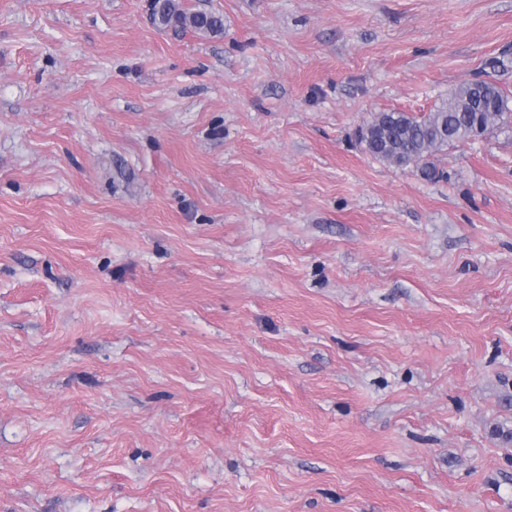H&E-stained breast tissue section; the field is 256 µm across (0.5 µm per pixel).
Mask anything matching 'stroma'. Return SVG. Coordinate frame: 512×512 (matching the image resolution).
Here are the masks:
<instances>
[{
    "label": "stroma",
    "mask_w": 512,
    "mask_h": 512,
    "mask_svg": "<svg viewBox=\"0 0 512 512\" xmlns=\"http://www.w3.org/2000/svg\"><path fill=\"white\" fill-rule=\"evenodd\" d=\"M180 2L0 0V512H512V0ZM151 13L154 23L159 29L177 27L192 28L202 34H218L224 30V20L221 15L213 12H185L179 0H151ZM509 108V98L495 83L471 82L453 88L421 117L407 112H378L359 130L364 149L378 161L398 168L413 164L431 179L428 159L460 142L473 140L477 128L494 130ZM478 129L477 133H480Z\"/></svg>",
    "instance_id": "1"
}]
</instances>
